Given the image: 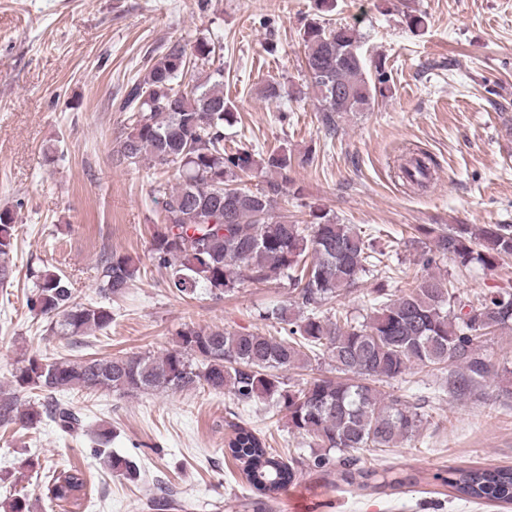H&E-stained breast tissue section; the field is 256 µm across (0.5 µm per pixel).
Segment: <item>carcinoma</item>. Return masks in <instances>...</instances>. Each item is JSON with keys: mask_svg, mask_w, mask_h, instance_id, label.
<instances>
[{"mask_svg": "<svg viewBox=\"0 0 512 512\" xmlns=\"http://www.w3.org/2000/svg\"><path fill=\"white\" fill-rule=\"evenodd\" d=\"M306 68L305 87L319 103L321 123L336 128V119L365 112L390 89L382 64L368 76L366 58L352 27L317 23L301 36ZM145 77L126 84L118 105L130 113L128 131L117 153L130 166L149 160L173 173L175 185L152 190L161 206L153 225L150 254L154 265L169 273L167 288L182 300L200 289L219 300L247 278L263 284L288 280L294 303L309 310L295 314L288 306L265 309L261 317L288 326L287 335L230 332L190 325L176 333L175 347L161 356L109 355L69 360L31 355L13 374L14 389L0 391V426H33L46 418L63 432L80 419L56 394L75 387L112 392H183L197 388L231 393L238 402L264 400L286 412L288 428L312 439L309 458L285 460L267 439L239 422H229L224 447L246 483L270 498L296 480L309 465L324 471L342 467L344 480L363 487L414 486L412 474L397 477L384 470L355 469L353 452L394 448L412 437L422 415L400 396L376 386L403 375L413 365L441 371L464 367L457 383L468 388L488 377L491 369L478 346L488 335L512 329V290L500 289L463 301L444 279L425 274L397 294L384 288L369 299L370 314L354 323L322 310L353 288L382 263L375 249L349 224H340L318 205L309 206V222L272 217L288 197L294 158L278 147L255 157L252 150L226 144L224 124L234 118L224 98V64L216 62V43L199 37L188 46L173 41L150 58ZM262 177L248 187L244 177ZM396 176L423 188L433 179L434 164L424 155L407 152ZM0 210V285L9 284L10 256L15 248L16 209ZM419 231L432 245L421 263L451 257L461 266L494 267L512 256V224H485L473 231L467 224L423 225ZM136 261L117 252L100 264L99 293L119 297L140 277ZM33 290L27 306L48 320V330L67 339L102 331L112 324V311L73 300L71 282L49 267L30 270ZM327 356L334 376L319 374L302 385L287 383L283 371L307 369ZM38 390L44 402L29 403L22 393ZM112 430L98 433L95 456L130 482L141 472L131 459L106 448ZM51 499L62 509L78 512L85 498L86 478L77 468L54 470L47 476ZM458 499L512 503V467L450 466L444 479Z\"/></svg>", "mask_w": 512, "mask_h": 512, "instance_id": "cac0c4a2", "label": "carcinoma"}]
</instances>
